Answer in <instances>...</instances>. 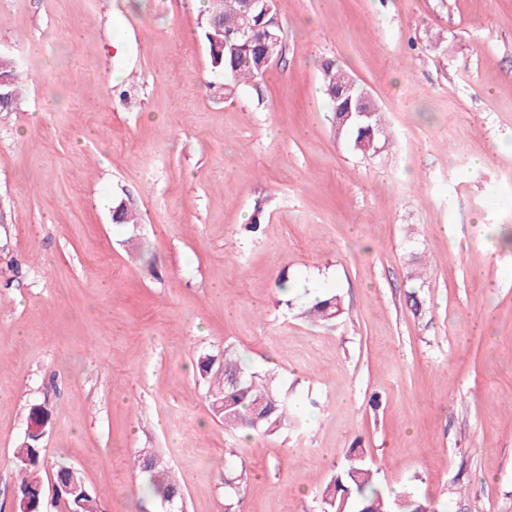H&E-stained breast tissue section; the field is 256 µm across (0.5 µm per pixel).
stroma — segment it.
Wrapping results in <instances>:
<instances>
[{
	"mask_svg": "<svg viewBox=\"0 0 512 512\" xmlns=\"http://www.w3.org/2000/svg\"><path fill=\"white\" fill-rule=\"evenodd\" d=\"M204 4L0 0L26 76L0 112V512L35 405L48 512L60 464L101 512H166L143 448L184 512H230L229 467L231 512H321L352 448L385 496L512 512V0H275L282 53L230 96ZM328 61L375 102L379 155L336 137ZM327 291L342 315L310 321ZM226 351L305 429L225 430L196 356Z\"/></svg>",
	"mask_w": 512,
	"mask_h": 512,
	"instance_id": "1",
	"label": "stroma"
}]
</instances>
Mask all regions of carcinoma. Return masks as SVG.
<instances>
[{
  "label": "carcinoma",
  "mask_w": 512,
  "mask_h": 512,
  "mask_svg": "<svg viewBox=\"0 0 512 512\" xmlns=\"http://www.w3.org/2000/svg\"><path fill=\"white\" fill-rule=\"evenodd\" d=\"M266 29L282 36V21L274 0H267V9L256 0H208L203 11L200 29L208 45L211 70L224 75V94L230 95L244 84L264 75L274 59L282 53V43L265 40L244 41L241 32ZM342 68L327 62L322 68L323 95L333 112V123L343 124L340 135L346 137L352 149L363 155H374V147L389 140V133L378 123L372 129L349 120L342 122L343 113L336 111L341 101L336 99ZM23 79L16 62L0 55V110L12 108L17 101V85ZM343 313L341 298L329 293L318 298L307 315L319 322H329ZM200 377L207 384L212 412L227 430L249 429L256 434H273L284 426H300L305 421L289 412L288 402L281 399L273 385V377L259 375L243 367L229 354L219 363L211 354L196 359ZM29 419L36 421L40 430L23 437L14 452L18 464L19 491L29 492L18 502V512H44V491L40 472L45 465L43 441L51 427L49 410L35 405L30 408ZM56 488L65 497L68 512H100L98 500L71 468L60 466L55 471ZM153 493L161 500L182 502L179 477L172 476L151 482ZM352 503V512H390L375 483L373 470L366 451L353 448L346 456L339 472L330 477L321 490L323 512H336L338 494ZM396 512H438L414 497L400 504Z\"/></svg>",
  "instance_id": "carcinoma-1"
}]
</instances>
